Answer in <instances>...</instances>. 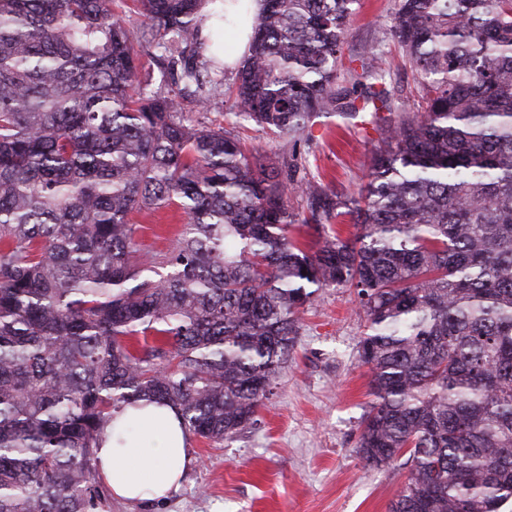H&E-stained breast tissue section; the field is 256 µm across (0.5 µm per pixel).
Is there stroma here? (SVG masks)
Returning a JSON list of instances; mask_svg holds the SVG:
<instances>
[{
  "label": "stroma",
  "instance_id": "1",
  "mask_svg": "<svg viewBox=\"0 0 512 512\" xmlns=\"http://www.w3.org/2000/svg\"><path fill=\"white\" fill-rule=\"evenodd\" d=\"M397 0H359L342 48L350 59L375 45L400 82L412 79L391 27ZM238 135L258 163L300 152V175L349 194L358 193L380 131L362 119L322 113L309 124L308 141L266 133L243 123ZM145 251L164 252L178 237L183 213L171 205L135 213ZM354 293L325 288L301 315L295 345L257 422L235 439L190 442L192 463L182 487L149 504L112 500L110 512H388L406 470L373 469L357 451L360 421L370 397V371L358 355L365 330Z\"/></svg>",
  "mask_w": 512,
  "mask_h": 512
}]
</instances>
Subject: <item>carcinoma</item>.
Masks as SVG:
<instances>
[{"instance_id":"obj_1","label":"carcinoma","mask_w":512,"mask_h":512,"mask_svg":"<svg viewBox=\"0 0 512 512\" xmlns=\"http://www.w3.org/2000/svg\"><path fill=\"white\" fill-rule=\"evenodd\" d=\"M265 2L234 116L298 142L370 113L356 197L183 115L224 86L203 0H143L136 33L112 0H0V512H107L95 448L142 400L238 436L323 288L365 318L358 452L405 458L389 512H512V0H398L411 96L375 46L340 81L358 0ZM153 48L167 89L140 74ZM170 204L177 243L146 258L131 215ZM346 220L313 252L288 236Z\"/></svg>"}]
</instances>
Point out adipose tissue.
Here are the masks:
<instances>
[{
	"label": "adipose tissue",
	"mask_w": 512,
	"mask_h": 512,
	"mask_svg": "<svg viewBox=\"0 0 512 512\" xmlns=\"http://www.w3.org/2000/svg\"><path fill=\"white\" fill-rule=\"evenodd\" d=\"M264 0H224V16L212 17L204 5L201 37L205 53H216L213 33L225 28L234 34V49L224 64L235 67L248 53L250 38L262 13ZM136 420L138 434L129 438L125 425ZM188 437L174 409L161 404L130 407L121 413L112 430L103 436L95 454L98 477L113 497L135 503L155 501L177 490L192 458Z\"/></svg>",
	"instance_id": "adipose-tissue-1"
}]
</instances>
